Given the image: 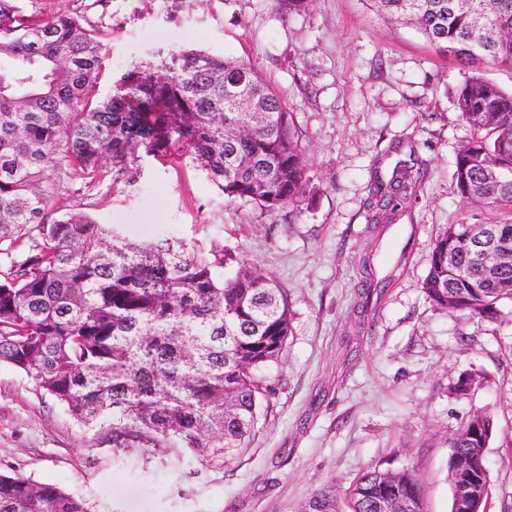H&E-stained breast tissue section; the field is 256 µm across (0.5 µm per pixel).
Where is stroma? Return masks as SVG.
Instances as JSON below:
<instances>
[{
    "mask_svg": "<svg viewBox=\"0 0 512 512\" xmlns=\"http://www.w3.org/2000/svg\"><path fill=\"white\" fill-rule=\"evenodd\" d=\"M95 92L170 50L199 48L249 64L282 97L305 153V190L273 212L232 201L178 158L137 185L71 183L56 214L86 211L128 242L169 235L209 257L247 259L287 291L293 334L266 373L274 396L227 463L186 448H120L110 425L78 423L34 380L0 362V472L56 485L89 512H302L314 488L345 495L365 470L410 467L428 512H451L449 440L489 411L488 512L512 507V302L494 320L451 313L422 290L447 225L506 220L452 192L470 136L456 108L471 74L370 0H310L282 15L275 0H108ZM427 166L416 201L371 224L366 203L398 161ZM387 278L365 295L363 262ZM482 385L460 394V374Z\"/></svg>",
    "mask_w": 512,
    "mask_h": 512,
    "instance_id": "stroma-1",
    "label": "stroma"
}]
</instances>
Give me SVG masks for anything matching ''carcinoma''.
I'll list each match as a JSON object with an SVG mask.
<instances>
[{
  "label": "carcinoma",
  "mask_w": 512,
  "mask_h": 512,
  "mask_svg": "<svg viewBox=\"0 0 512 512\" xmlns=\"http://www.w3.org/2000/svg\"><path fill=\"white\" fill-rule=\"evenodd\" d=\"M0 0V244L36 231L35 252L0 274V362L23 371L87 427L112 425L118 446L189 448L224 463L246 446L273 391L264 371L292 333L288 294L230 253L210 261L169 240L134 244L87 212L54 215L68 181L107 177L133 186L148 158H189L229 199L272 212L305 187L303 149L283 101L248 65L178 49L137 65L96 99L92 84L112 26L100 16L27 12ZM440 50L512 68V0H374ZM243 81L268 109L261 122L231 111L224 79ZM471 137L458 151L453 192L512 210V92L470 75L457 97ZM424 171L397 165L367 205L384 224L417 198ZM473 224L435 238L422 282L435 305L494 320L512 301V260L495 268L462 246ZM230 266L219 276L215 268ZM495 429L475 412L450 439L449 480L469 484L485 512L486 448ZM422 506L414 471L370 470L349 491V512ZM0 512H88L53 484L0 473ZM305 512H339L315 489Z\"/></svg>",
  "instance_id": "cac0c4a2"
}]
</instances>
